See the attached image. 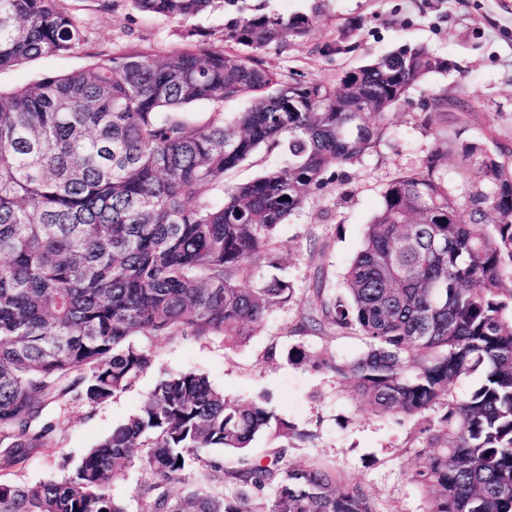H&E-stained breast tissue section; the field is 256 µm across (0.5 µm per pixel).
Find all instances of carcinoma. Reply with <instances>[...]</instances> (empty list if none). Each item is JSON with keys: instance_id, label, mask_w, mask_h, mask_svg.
<instances>
[{"instance_id": "carcinoma-1", "label": "carcinoma", "mask_w": 512, "mask_h": 512, "mask_svg": "<svg viewBox=\"0 0 512 512\" xmlns=\"http://www.w3.org/2000/svg\"><path fill=\"white\" fill-rule=\"evenodd\" d=\"M190 19L221 7L224 49L188 27L187 49L130 47L82 70L0 92V440L7 466L51 448L33 431L45 400L95 408L153 363L135 336H224L234 346L288 303L293 289L257 280L256 255L303 208L326 174L388 136L387 115L451 68L405 43L333 82L268 67L261 52L305 37L313 17H283L242 0H131ZM350 22L326 45L346 50ZM86 32L57 0H0V69L68 54ZM246 98L233 116L224 102ZM207 106L198 117L192 109ZM288 162L224 187L258 147ZM471 190L437 177L448 141L382 195L345 295L312 284L306 332L359 335L368 351L321 360L373 412L424 435L407 479L426 512H512V165L460 144ZM468 211L469 220L460 216ZM481 374L479 387L452 385ZM311 444L314 435L261 399L235 401L189 371L161 378L135 414L59 479L0 482V512H127L113 492L141 452L144 512H379L330 464L267 460L254 439ZM181 486L178 494L172 492Z\"/></svg>"}]
</instances>
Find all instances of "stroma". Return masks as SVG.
Returning a JSON list of instances; mask_svg holds the SVG:
<instances>
[{
    "label": "stroma",
    "mask_w": 512,
    "mask_h": 512,
    "mask_svg": "<svg viewBox=\"0 0 512 512\" xmlns=\"http://www.w3.org/2000/svg\"><path fill=\"white\" fill-rule=\"evenodd\" d=\"M283 16L314 15L308 37L265 49L266 64L286 75L333 79L369 57L403 43H422L447 57L451 69L415 86L407 102L388 116L390 135L368 156L340 173L329 174L323 189L280 225L270 246L254 260L255 270L276 275L292 286L287 304L272 308L246 342L226 347L210 337L144 336L152 365L124 392L90 409L69 400H50L38 421L52 426L54 445L32 449L28 460L0 469V479L34 484L63 476L82 453L140 407L163 375L189 370L206 374L233 400L265 399L282 419L308 431L313 444L290 449L299 465L325 460L361 484L380 512H425L424 492L407 482L417 442L413 425L371 412L353 398L349 387L324 366L288 358V351L323 353L349 361L368 349L363 337L329 332L306 335L297 327L312 303L310 286L323 273L330 294L341 293L343 272L358 250L366 228L395 178L420 167L436 141H474L512 162V0H248ZM81 22L86 43L64 56L45 54L0 70V91L9 92L47 76L83 69L95 55L131 45L159 52L187 45L181 23L133 8L130 0H60ZM350 20L361 23L350 50L323 52L324 44ZM446 97L448 109H433ZM277 268H269V259ZM278 346L269 357L270 346Z\"/></svg>",
    "instance_id": "obj_1"
}]
</instances>
